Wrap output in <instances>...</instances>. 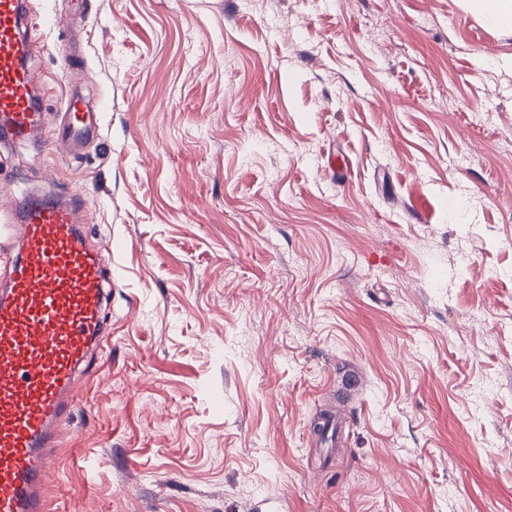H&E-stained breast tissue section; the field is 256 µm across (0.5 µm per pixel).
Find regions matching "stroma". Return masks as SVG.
I'll return each mask as SVG.
<instances>
[{
    "instance_id": "1",
    "label": "stroma",
    "mask_w": 512,
    "mask_h": 512,
    "mask_svg": "<svg viewBox=\"0 0 512 512\" xmlns=\"http://www.w3.org/2000/svg\"><path fill=\"white\" fill-rule=\"evenodd\" d=\"M28 7L77 17L34 51L45 136L72 88L105 122L71 160L0 147V188L82 192L118 281L50 505L512 512V28L468 0ZM343 400L336 452L311 424Z\"/></svg>"
}]
</instances>
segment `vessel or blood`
<instances>
[{"mask_svg":"<svg viewBox=\"0 0 512 512\" xmlns=\"http://www.w3.org/2000/svg\"><path fill=\"white\" fill-rule=\"evenodd\" d=\"M34 38L24 0H0V127L6 144L34 142L44 126ZM67 152L102 129L104 111L65 100ZM78 193L11 197L0 226V512H49L61 428L83 400L91 363L110 336L112 258L96 249Z\"/></svg>","mask_w":512,"mask_h":512,"instance_id":"1","label":"vessel or blood"}]
</instances>
